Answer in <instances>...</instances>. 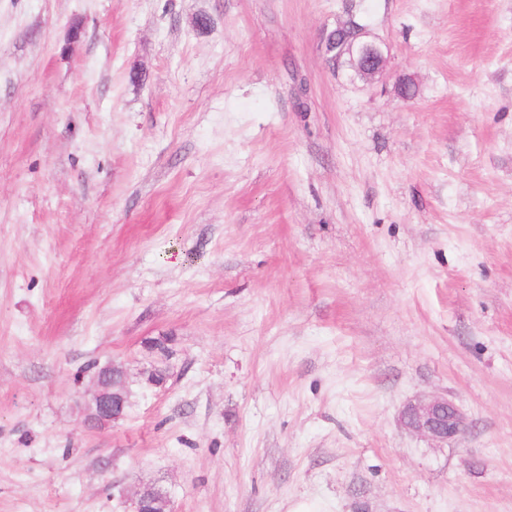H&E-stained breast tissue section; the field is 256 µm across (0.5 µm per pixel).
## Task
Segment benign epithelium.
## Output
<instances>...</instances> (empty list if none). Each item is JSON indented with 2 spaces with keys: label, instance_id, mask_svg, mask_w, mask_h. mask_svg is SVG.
Segmentation results:
<instances>
[{
  "label": "benign epithelium",
  "instance_id": "benign-epithelium-1",
  "mask_svg": "<svg viewBox=\"0 0 512 512\" xmlns=\"http://www.w3.org/2000/svg\"><path fill=\"white\" fill-rule=\"evenodd\" d=\"M361 40L345 43L338 47L336 55L330 58L334 70L345 67V60L355 64V73L363 80L370 81L380 74L387 62L382 44L368 38L366 31L360 32ZM100 389L94 396V418L98 421H112L122 416L114 400L118 396L115 387L101 380ZM407 428L424 434L437 442H446L458 435L465 426L461 410L445 397H435L409 405L404 412Z\"/></svg>",
  "mask_w": 512,
  "mask_h": 512
}]
</instances>
